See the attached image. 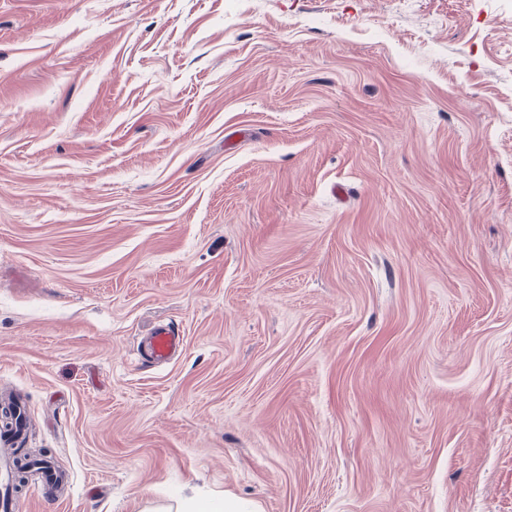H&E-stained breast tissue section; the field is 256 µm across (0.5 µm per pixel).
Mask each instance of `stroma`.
Masks as SVG:
<instances>
[{
    "instance_id": "1",
    "label": "stroma",
    "mask_w": 512,
    "mask_h": 512,
    "mask_svg": "<svg viewBox=\"0 0 512 512\" xmlns=\"http://www.w3.org/2000/svg\"><path fill=\"white\" fill-rule=\"evenodd\" d=\"M0 390L29 512H512V0H0ZM181 344V336L173 327L158 326L146 337L145 349L153 363L163 365L179 352ZM37 470L40 473V486L29 487L11 497L4 492L0 497V510L2 512H28V504L34 496L43 497V489L54 487L62 479L52 464L43 465ZM176 512H261L260 506L246 504L230 493L205 497L193 496L185 499L175 509Z\"/></svg>"
}]
</instances>
